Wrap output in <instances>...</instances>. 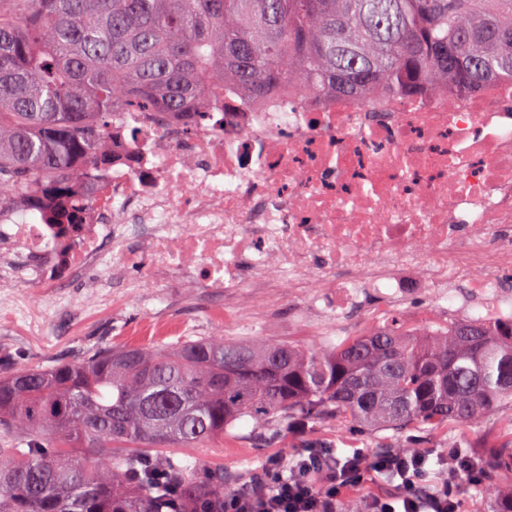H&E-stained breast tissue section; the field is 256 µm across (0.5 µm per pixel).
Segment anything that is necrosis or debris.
I'll use <instances>...</instances> for the list:
<instances>
[{
  "mask_svg": "<svg viewBox=\"0 0 512 512\" xmlns=\"http://www.w3.org/2000/svg\"><path fill=\"white\" fill-rule=\"evenodd\" d=\"M76 224L0 210V304L21 279L56 297L82 272L144 265L222 294L215 321L311 289L339 326L369 296L429 288L439 309L512 320V83L466 95L302 97L295 83L214 111L116 113L112 164L86 168Z\"/></svg>",
  "mask_w": 512,
  "mask_h": 512,
  "instance_id": "1",
  "label": "necrosis or debris"
}]
</instances>
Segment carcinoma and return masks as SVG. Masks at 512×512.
<instances>
[{
	"instance_id": "cac0c4a2",
	"label": "carcinoma",
	"mask_w": 512,
	"mask_h": 512,
	"mask_svg": "<svg viewBox=\"0 0 512 512\" xmlns=\"http://www.w3.org/2000/svg\"><path fill=\"white\" fill-rule=\"evenodd\" d=\"M307 96L512 83V0H0V207L112 163L116 112H207L224 90ZM512 402V323L397 318L324 350L187 339L0 374V512H216L198 448L247 418L381 430L469 426ZM474 462L512 512V448Z\"/></svg>"
}]
</instances>
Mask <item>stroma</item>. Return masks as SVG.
<instances>
[{"mask_svg": "<svg viewBox=\"0 0 512 512\" xmlns=\"http://www.w3.org/2000/svg\"><path fill=\"white\" fill-rule=\"evenodd\" d=\"M71 292L81 307L76 311L43 307L41 291L29 283L14 290L19 307L33 311L32 319L0 312V363L13 368L47 367L71 360L82 353L109 344H165V335L136 336L132 330L152 322L185 323L190 338L224 335L257 342H293L314 348L336 345L384 323L391 309L377 298H369L367 310L344 318L342 332L321 327L317 315L303 294L286 296L272 321L241 326L227 321L212 322L207 311L208 289L186 282L181 288H165L146 281L135 271L124 280H104L95 271L80 274ZM408 438L425 450L445 452L449 440H462L484 454L512 442V403L486 414L472 427L452 430L408 431ZM392 438L391 432L361 430L335 419L309 422L305 431L283 425L268 432L253 430L250 422L239 421L229 433L213 439L205 448H186L181 457L186 464L224 471V490L232 492L253 480L256 471L271 456H289L310 443H323L345 456L361 450L381 452Z\"/></svg>", "mask_w": 512, "mask_h": 512, "instance_id": "1", "label": "stroma"}]
</instances>
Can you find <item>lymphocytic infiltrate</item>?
<instances>
[{"label": "lymphocytic infiltrate", "mask_w": 512, "mask_h": 512, "mask_svg": "<svg viewBox=\"0 0 512 512\" xmlns=\"http://www.w3.org/2000/svg\"><path fill=\"white\" fill-rule=\"evenodd\" d=\"M291 476H284L282 458L267 459L257 486L224 496V512H335L337 502L371 473H401L393 491L371 498L367 512H458L462 481H477L478 469L459 460L455 452L444 455L446 477L426 487L428 451L407 457L392 452H362L341 458L326 447L303 448L294 455Z\"/></svg>", "instance_id": "obj_1"}]
</instances>
